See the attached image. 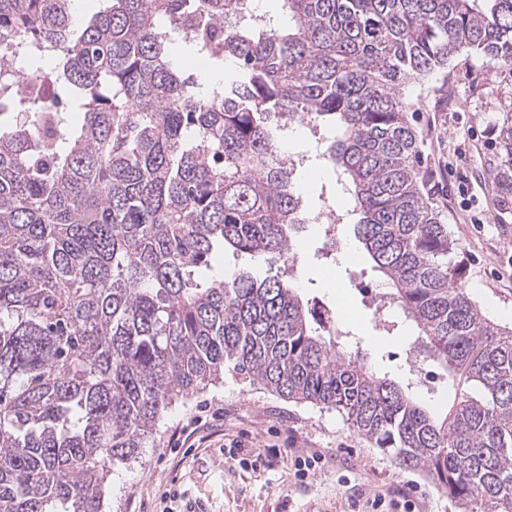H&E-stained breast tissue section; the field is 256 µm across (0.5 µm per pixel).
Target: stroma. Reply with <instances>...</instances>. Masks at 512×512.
<instances>
[{
  "mask_svg": "<svg viewBox=\"0 0 512 512\" xmlns=\"http://www.w3.org/2000/svg\"><path fill=\"white\" fill-rule=\"evenodd\" d=\"M404 94L419 138V188L460 244L452 256L459 283L488 319L512 328V195L496 188L489 171L500 128L512 117V70L465 49ZM296 189L310 211L327 202L352 206L322 162L306 163ZM295 251L301 296L318 307H349L351 317L342 323L348 350L412 384L402 357L415 347L414 333L394 309L390 330L375 326L372 298L385 284L367 260L341 265L322 224L301 225ZM192 417L204 423L185 446L178 435ZM268 444L285 448V456L259 461ZM314 451L327 464L297 478L295 457ZM158 489L175 491L172 512H364L367 498L399 489L419 512H456L431 479L373 448L338 411L288 401L229 363L222 383L174 404L139 457L115 468L105 510L141 512L147 492Z\"/></svg>",
  "mask_w": 512,
  "mask_h": 512,
  "instance_id": "obj_1",
  "label": "stroma"
}]
</instances>
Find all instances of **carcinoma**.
<instances>
[{"label":"carcinoma","instance_id":"carcinoma-1","mask_svg":"<svg viewBox=\"0 0 512 512\" xmlns=\"http://www.w3.org/2000/svg\"><path fill=\"white\" fill-rule=\"evenodd\" d=\"M72 2L0 0V114H26L0 123V512H103L113 466L226 362L343 414L459 512H512V329L457 285L403 95L463 49L512 68V0H281L283 25L230 28L240 0H109L80 26ZM171 29L224 81L186 74ZM50 49L24 89L12 54ZM272 115L335 131L321 155L387 302L481 399L420 405L276 274L200 276L216 248L295 261L306 213ZM499 144L507 192L512 123Z\"/></svg>","mask_w":512,"mask_h":512}]
</instances>
